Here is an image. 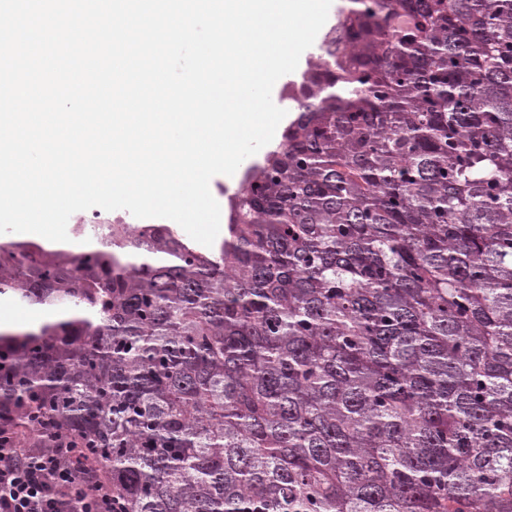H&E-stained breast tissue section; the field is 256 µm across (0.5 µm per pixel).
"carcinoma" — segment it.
I'll return each mask as SVG.
<instances>
[{"label":"carcinoma","instance_id":"cac0c4a2","mask_svg":"<svg viewBox=\"0 0 512 512\" xmlns=\"http://www.w3.org/2000/svg\"><path fill=\"white\" fill-rule=\"evenodd\" d=\"M211 247L0 240V428L126 512H512V0H349Z\"/></svg>","mask_w":512,"mask_h":512}]
</instances>
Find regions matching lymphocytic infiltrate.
I'll list each match as a JSON object with an SVG mask.
<instances>
[{"instance_id":"lymphocytic-infiltrate-1","label":"lymphocytic infiltrate","mask_w":512,"mask_h":512,"mask_svg":"<svg viewBox=\"0 0 512 512\" xmlns=\"http://www.w3.org/2000/svg\"><path fill=\"white\" fill-rule=\"evenodd\" d=\"M80 462L67 441L27 452L0 435V512H125L110 483L79 479Z\"/></svg>"}]
</instances>
